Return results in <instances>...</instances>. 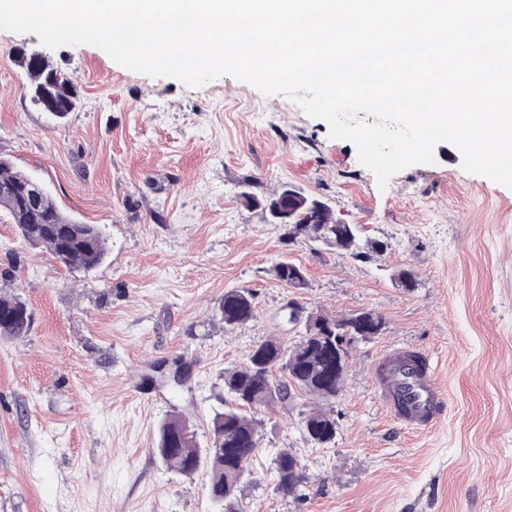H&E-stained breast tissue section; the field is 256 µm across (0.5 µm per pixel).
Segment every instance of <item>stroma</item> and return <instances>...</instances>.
I'll list each match as a JSON object with an SVG mask.
<instances>
[{
    "label": "stroma",
    "mask_w": 512,
    "mask_h": 512,
    "mask_svg": "<svg viewBox=\"0 0 512 512\" xmlns=\"http://www.w3.org/2000/svg\"><path fill=\"white\" fill-rule=\"evenodd\" d=\"M37 47L0 31V158L98 225L107 257L67 271L0 215V293L33 318L26 336L0 337V512H218L203 475L155 454L159 424L180 412L206 443L224 373L255 344L304 333L293 299L307 315L373 310L386 327L349 348L334 443L305 433L312 397L258 411L240 512H512V189L465 172L450 143L379 187L352 142L284 94L228 75L152 78L92 45L43 48L79 94L59 120L30 101L20 51ZM286 184L386 252L358 260L289 238L241 201ZM283 259L306 288L275 279ZM398 267L416 287L391 280ZM233 288L253 292L256 316L228 329L217 309ZM392 346L436 359L448 410L429 432L403 429L374 396L373 362ZM177 364L190 372L180 388L157 371ZM283 449L306 468L290 495L274 486Z\"/></svg>",
    "instance_id": "1"
}]
</instances>
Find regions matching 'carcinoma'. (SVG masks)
Listing matches in <instances>:
<instances>
[{
    "instance_id": "obj_1",
    "label": "carcinoma",
    "mask_w": 512,
    "mask_h": 512,
    "mask_svg": "<svg viewBox=\"0 0 512 512\" xmlns=\"http://www.w3.org/2000/svg\"><path fill=\"white\" fill-rule=\"evenodd\" d=\"M29 76L30 99L38 108H44L43 93L55 105L76 107L77 92L64 73L46 65ZM31 179L12 163L0 162V212L16 225L23 241L44 248L71 271L89 272L101 265L106 248L98 226L64 214L47 192L36 205L25 204L19 186ZM288 230L292 236L302 235L311 241L329 238L337 244L336 251L356 259H369L386 249L381 241L361 239L355 225L328 224L309 209L300 210ZM218 312L226 328L247 324L256 316L252 294L246 289L225 292ZM307 322L319 331L338 326H350L352 331L346 345L337 351L328 347L327 336H304L289 346L276 339L256 344L243 368L224 375L223 393L217 396L220 407L209 420L205 447L199 446L181 413L169 414L159 425L155 453L166 469L184 476L205 475L211 498L224 505L225 512H237L234 501L243 476L239 464L249 450L258 448L259 420L246 411L276 402L288 403L298 392L324 401L335 399L336 390L344 384L348 347L356 340L375 337L374 328L384 318L369 311L357 319L350 314H312ZM30 325L31 312L24 300L15 295L0 297V336H24ZM304 424L315 443L328 445L335 440L337 422L333 410L313 408L305 413ZM274 476L276 490L285 495L295 493L306 480L304 466L288 450L277 455Z\"/></svg>"
}]
</instances>
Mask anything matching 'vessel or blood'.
Returning <instances> with one entry per match:
<instances>
[{"instance_id": "1", "label": "vessel or blood", "mask_w": 512, "mask_h": 512, "mask_svg": "<svg viewBox=\"0 0 512 512\" xmlns=\"http://www.w3.org/2000/svg\"><path fill=\"white\" fill-rule=\"evenodd\" d=\"M372 375L378 399L400 426L429 430L445 414L447 398L429 352L404 347L384 351L374 362Z\"/></svg>"}]
</instances>
